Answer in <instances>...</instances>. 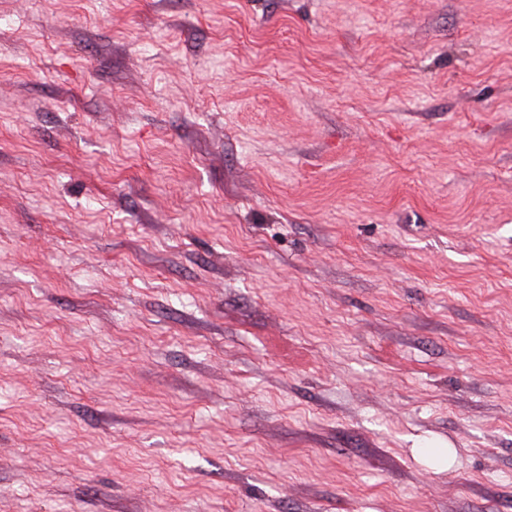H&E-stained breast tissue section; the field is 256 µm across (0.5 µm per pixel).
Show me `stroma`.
<instances>
[{
	"label": "stroma",
	"mask_w": 512,
	"mask_h": 512,
	"mask_svg": "<svg viewBox=\"0 0 512 512\" xmlns=\"http://www.w3.org/2000/svg\"><path fill=\"white\" fill-rule=\"evenodd\" d=\"M0 512H512V0H0Z\"/></svg>",
	"instance_id": "stroma-1"
}]
</instances>
